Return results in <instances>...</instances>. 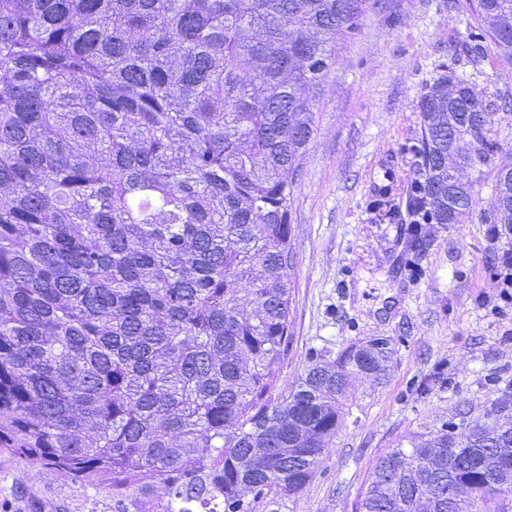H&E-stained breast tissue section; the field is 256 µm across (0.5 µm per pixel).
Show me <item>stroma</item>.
<instances>
[{
	"mask_svg": "<svg viewBox=\"0 0 512 512\" xmlns=\"http://www.w3.org/2000/svg\"><path fill=\"white\" fill-rule=\"evenodd\" d=\"M470 11L445 0H390L367 15L315 105L316 127L291 203V337L273 397L288 395L313 356L335 357L373 337L388 339L385 384L351 382L335 437L296 496L256 512H353L377 458L407 434L481 415L512 381V287L497 280L512 235L497 237L495 175L512 166V113L497 114L499 151L486 167L474 212L460 224H402L416 177L410 151L421 136L420 94L442 67L475 91L512 98V65L483 41L469 63L460 45L477 32ZM394 183L374 192L380 164ZM109 489L72 481L50 466L32 471L0 448V512H112Z\"/></svg>",
	"mask_w": 512,
	"mask_h": 512,
	"instance_id": "35a3bbf8",
	"label": "stroma"
}]
</instances>
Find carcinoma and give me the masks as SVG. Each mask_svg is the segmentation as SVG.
Instances as JSON below:
<instances>
[{
	"label": "carcinoma",
	"mask_w": 512,
	"mask_h": 512,
	"mask_svg": "<svg viewBox=\"0 0 512 512\" xmlns=\"http://www.w3.org/2000/svg\"><path fill=\"white\" fill-rule=\"evenodd\" d=\"M512 63V0H468ZM385 0H0V447L112 512H254L311 479L371 338L272 390L290 337V204L336 43ZM463 84L448 98V84ZM504 98L423 89L412 224H459ZM497 421L413 432L355 512H512Z\"/></svg>",
	"instance_id": "cac0c4a2"
}]
</instances>
